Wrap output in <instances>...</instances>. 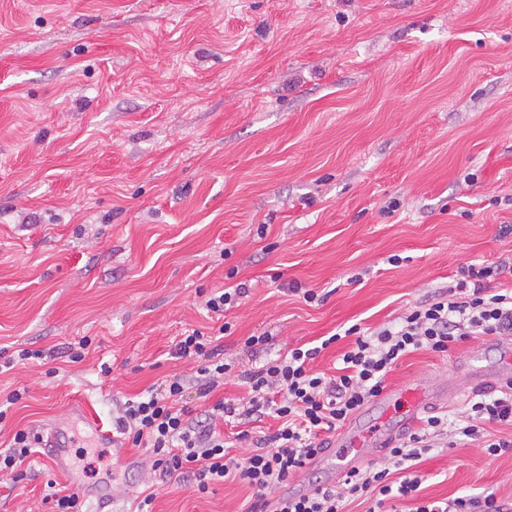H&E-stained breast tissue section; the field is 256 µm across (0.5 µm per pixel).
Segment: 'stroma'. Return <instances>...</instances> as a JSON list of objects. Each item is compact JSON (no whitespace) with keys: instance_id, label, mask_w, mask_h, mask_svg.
<instances>
[{"instance_id":"obj_1","label":"stroma","mask_w":512,"mask_h":512,"mask_svg":"<svg viewBox=\"0 0 512 512\" xmlns=\"http://www.w3.org/2000/svg\"><path fill=\"white\" fill-rule=\"evenodd\" d=\"M463 264L512 287V0H0V363L47 353L0 373V400L28 390L0 450L57 425L74 468L38 450L0 512H51L49 483L72 479L115 489L92 512H124L160 483L146 449L124 464L68 410L108 425L114 404L189 373L170 350L217 333L206 295L248 286L221 341L240 368L315 347L332 375L348 342L329 336L395 321ZM511 341L414 352L385 386L421 385L424 415L457 414L497 389L474 370ZM411 472L419 491L396 512L512 500L510 452L461 440ZM252 496L229 479L151 510L247 512ZM414 512H510L512 502L499 500L494 494H486L482 497L461 496L447 501L445 506L435 503L416 506Z\"/></svg>"}]
</instances>
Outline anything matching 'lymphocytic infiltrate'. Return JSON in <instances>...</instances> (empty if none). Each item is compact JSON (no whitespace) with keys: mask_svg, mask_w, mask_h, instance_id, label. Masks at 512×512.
Returning <instances> with one entry per match:
<instances>
[{"mask_svg":"<svg viewBox=\"0 0 512 512\" xmlns=\"http://www.w3.org/2000/svg\"><path fill=\"white\" fill-rule=\"evenodd\" d=\"M495 274V268L469 265L448 293L409 310L395 324L373 332L356 324L345 329L352 342L333 375L313 371L310 362L318 354L314 348H294L239 372L224 361L214 337L191 331L175 344L172 356L195 363L194 374L172 375L162 388L118 405L112 428L124 441L148 449L153 470L176 486L190 484L204 493L211 484L238 477L253 490L247 512H345L346 495L360 492L370 495L367 512H384L392 495L414 497L420 482L404 477V470L436 444L447 443L449 436L463 437L492 457L512 451V438L488 430L492 424L512 427V382L498 395L469 400L456 420L428 416L407 441L389 448L382 467L349 470L345 491L319 485L304 494L282 496L278 490L323 454L329 433L381 394L387 375L403 357L420 349L444 353L472 336H511L512 291L494 293L484 286ZM234 374L245 395L217 401L204 419L193 418L183 403L187 386H196L206 397ZM265 416L278 420L277 431L263 436L238 431L237 440L249 442L250 449L230 454L218 424ZM40 440L34 430L16 431L9 448L0 451V474L22 480L21 466ZM394 474L399 477L395 484L390 481Z\"/></svg>","mask_w":512,"mask_h":512,"instance_id":"1","label":"lymphocytic infiltrate"}]
</instances>
